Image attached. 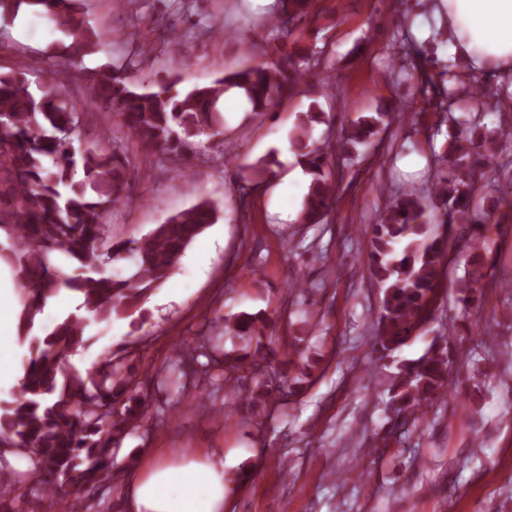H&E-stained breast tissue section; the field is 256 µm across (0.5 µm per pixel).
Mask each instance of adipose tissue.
I'll return each instance as SVG.
<instances>
[{
    "label": "adipose tissue",
    "instance_id": "obj_1",
    "mask_svg": "<svg viewBox=\"0 0 512 512\" xmlns=\"http://www.w3.org/2000/svg\"><path fill=\"white\" fill-rule=\"evenodd\" d=\"M455 55L475 71L512 73V0H436ZM0 289V383L17 381L5 334L18 319ZM131 512H224V467L205 453L160 460L125 483Z\"/></svg>",
    "mask_w": 512,
    "mask_h": 512
}]
</instances>
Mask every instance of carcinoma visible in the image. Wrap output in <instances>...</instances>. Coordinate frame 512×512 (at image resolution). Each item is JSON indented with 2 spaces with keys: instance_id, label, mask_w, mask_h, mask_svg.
I'll return each instance as SVG.
<instances>
[{
  "instance_id": "1",
  "label": "carcinoma",
  "mask_w": 512,
  "mask_h": 512,
  "mask_svg": "<svg viewBox=\"0 0 512 512\" xmlns=\"http://www.w3.org/2000/svg\"><path fill=\"white\" fill-rule=\"evenodd\" d=\"M311 0H274L268 24L275 41L272 60L240 70L202 86L182 87L178 75L143 88L133 80L131 64L115 70L107 65L86 75L89 98L101 103L103 118H115L144 150L184 163L203 140L224 137L219 105L224 92L239 90L258 116L300 87L325 50L286 48L285 38L310 22ZM21 9L52 21L64 39L56 46L63 65L81 70L83 59L103 49V34L91 29L81 0H0V16ZM419 61L407 77L430 87L445 106L448 93L471 101V112L460 121L448 149L437 160L431 201L408 190L387 201L370 225L371 251L367 264L383 290L373 346L390 355L417 336L429 320L439 297L441 268L464 259L458 279L457 303L476 307L483 290L494 285L495 253L490 248L496 207L512 198V179L497 187L498 197L486 203L481 196L488 169L504 147L512 144V128L491 130L484 122L497 108L503 87L487 97L468 82L457 90V73L429 72V60ZM48 90L35 93L21 64L0 72V237L10 244L0 261L14 274L19 292L18 337L29 341L32 355L13 399L0 403V448H15L28 459L25 475L55 500L60 487L75 490L99 481H118L114 449L129 430L146 416V395L138 390L131 367L109 353L86 376L71 374L68 357L87 342L88 328L112 318L130 316L160 288L179 265L189 245L210 225L219 209L203 199L173 212L147 233L129 239L106 234L105 213L123 202L128 187L127 159L102 142L80 155L70 151L68 134L78 118L77 99L52 76ZM398 119L388 108L362 116L341 129L334 142L317 145L314 124L321 113H303L290 146L310 175L301 222L324 224L336 196L331 169L333 154H353L370 146L384 128ZM442 207L440 223L453 232L440 235L431 224L429 204ZM130 261L126 271H107L109 263ZM63 289L81 299L77 312L32 334L37 315L47 300ZM271 320L262 313L240 312L224 317V334L244 343L242 354L224 353L230 371L251 372L254 387L245 391L247 407L262 415L273 389L294 396L312 374L290 359L280 360L263 347ZM450 351L438 341L418 359L400 364L388 388L396 416L393 431L407 430L425 419L434 401L446 397ZM12 473L0 464V507L12 494Z\"/></svg>"
}]
</instances>
